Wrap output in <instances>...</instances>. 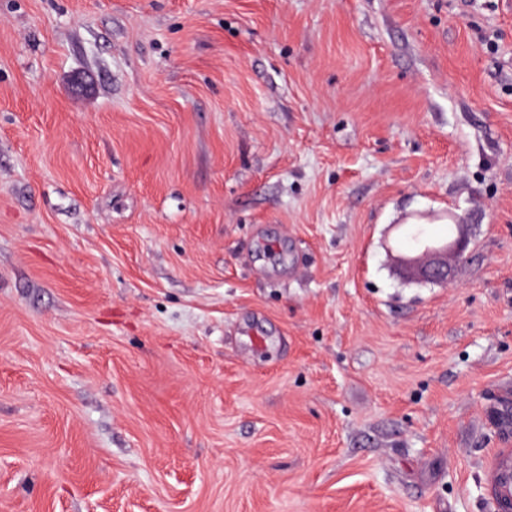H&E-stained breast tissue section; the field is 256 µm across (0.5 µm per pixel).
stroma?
<instances>
[{
	"mask_svg": "<svg viewBox=\"0 0 512 512\" xmlns=\"http://www.w3.org/2000/svg\"><path fill=\"white\" fill-rule=\"evenodd\" d=\"M511 412L512 0H0V512H494ZM454 214V213H453ZM456 233L442 242L427 239L420 241L419 253L406 258V262L414 267L421 282L448 285L454 279V266L449 257L463 259L468 247L465 227L460 216L454 214Z\"/></svg>",
	"mask_w": 512,
	"mask_h": 512,
	"instance_id": "obj_1",
	"label": "stroma"
}]
</instances>
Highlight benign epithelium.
<instances>
[{
    "instance_id": "benign-epithelium-1",
    "label": "benign epithelium",
    "mask_w": 512,
    "mask_h": 512,
    "mask_svg": "<svg viewBox=\"0 0 512 512\" xmlns=\"http://www.w3.org/2000/svg\"><path fill=\"white\" fill-rule=\"evenodd\" d=\"M455 220L456 233L453 236L442 242L424 239L419 242V253L406 258V262L416 270L420 281L444 286L453 281L454 266L449 258H464L468 247L465 224L458 215Z\"/></svg>"
}]
</instances>
